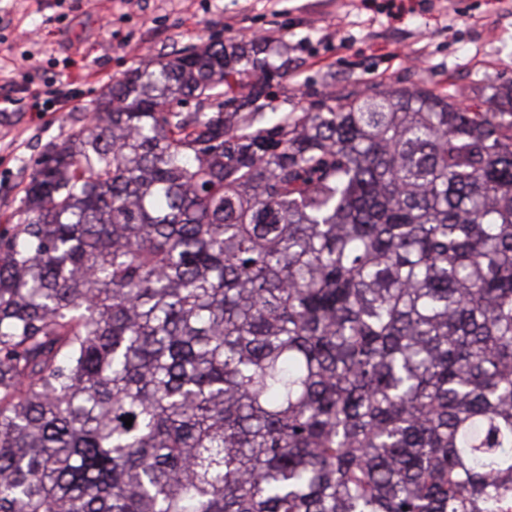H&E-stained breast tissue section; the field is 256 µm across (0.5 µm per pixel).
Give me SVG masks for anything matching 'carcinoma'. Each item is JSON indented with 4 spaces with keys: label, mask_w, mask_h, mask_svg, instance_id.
<instances>
[{
    "label": "carcinoma",
    "mask_w": 512,
    "mask_h": 512,
    "mask_svg": "<svg viewBox=\"0 0 512 512\" xmlns=\"http://www.w3.org/2000/svg\"><path fill=\"white\" fill-rule=\"evenodd\" d=\"M263 52L130 71L32 174L0 231V512L512 499V90L281 109Z\"/></svg>",
    "instance_id": "carcinoma-1"
}]
</instances>
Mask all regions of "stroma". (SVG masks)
<instances>
[{
	"mask_svg": "<svg viewBox=\"0 0 512 512\" xmlns=\"http://www.w3.org/2000/svg\"><path fill=\"white\" fill-rule=\"evenodd\" d=\"M269 47L289 105L350 90L426 89L483 104L512 85V0H0V230L45 150L87 121L113 80L214 41ZM71 99L46 111L60 82Z\"/></svg>",
	"mask_w": 512,
	"mask_h": 512,
	"instance_id": "35a3bbf8",
	"label": "stroma"
}]
</instances>
